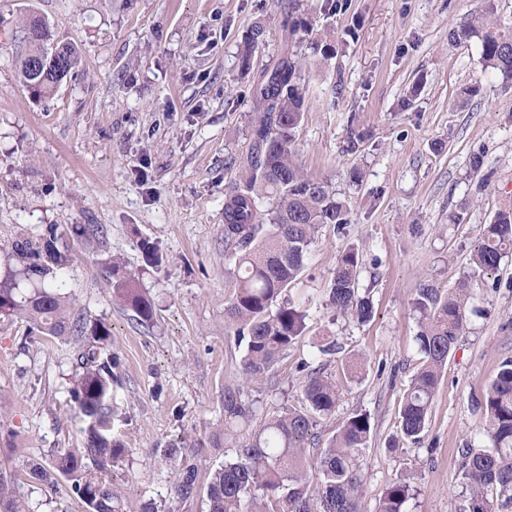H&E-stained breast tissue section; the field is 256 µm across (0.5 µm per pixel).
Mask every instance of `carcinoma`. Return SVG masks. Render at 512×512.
<instances>
[{
    "mask_svg": "<svg viewBox=\"0 0 512 512\" xmlns=\"http://www.w3.org/2000/svg\"><path fill=\"white\" fill-rule=\"evenodd\" d=\"M33 26L38 35L26 41L27 55L42 53L53 43L48 25L30 18L20 35ZM281 26L291 36L307 31L290 9L283 13ZM450 37L455 42L478 39L485 66L512 78V35L499 30L494 4ZM262 42L263 29L256 25L244 37L243 66H249ZM306 92L302 64L286 47L273 66L256 77L249 150L238 160L239 181L225 193L224 256L233 292L224 306V319L238 338L246 340L242 384L224 389V429L229 435L254 416V401L247 392L268 378L288 346L306 332V315L286 298V291L303 272L319 230L325 226L340 231L350 223L346 201L327 182L307 176L298 161L295 132L303 118ZM511 249L512 210H501L470 256L472 274L497 270ZM12 257L18 267L0 278V316L25 318L47 336H69L76 346L69 396L74 418L85 423L81 447L51 454L33 464L27 476L36 485L60 488L77 498L85 512H121L122 494L107 479L122 452L108 435L114 380L109 325L101 320L92 323L71 311L62 278L72 261L71 247L57 225L21 236L12 244ZM360 268L361 253L352 245L333 272L328 302L335 312L366 322L373 307L358 294ZM112 277L113 293L130 303L141 322L151 321L152 304L139 293L134 276L114 264ZM469 288L464 279L441 296L425 286L414 299L423 361L398 415L402 438L413 444L427 430L434 394L464 331ZM303 399L301 407L284 408L235 449L234 457L210 472L203 488L197 482L198 455L169 449L166 456L178 461L176 498L186 503L202 492L206 512H361V457L371 434L369 414H352L329 438L316 458L312 482L304 443L315 419L335 410L340 390L316 368L308 376ZM481 405L492 447L461 449L468 512H494L489 497L493 491L512 504V358L501 363ZM18 480V474L0 469V508L5 512H30L29 504L16 496ZM411 496V478L402 476L386 488L376 512H404Z\"/></svg>",
    "mask_w": 512,
    "mask_h": 512,
    "instance_id": "1",
    "label": "carcinoma"
}]
</instances>
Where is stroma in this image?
<instances>
[{"mask_svg":"<svg viewBox=\"0 0 512 512\" xmlns=\"http://www.w3.org/2000/svg\"><path fill=\"white\" fill-rule=\"evenodd\" d=\"M283 0H0V267L12 242L46 224H95L91 246L73 239L65 273L72 308L109 325L113 372L110 434L123 453L109 478L127 512H202L178 502V471L164 451L202 449L203 469L239 444L224 437V390L240 381L245 343L224 325L232 290L225 276L224 196L245 154L255 111L252 81L283 45ZM312 28L297 43L309 85L295 135L312 178L331 183L350 210L342 232L323 228L288 291L307 331L251 397L259 428L298 405L312 368L342 386L333 414L305 442L316 457L342 422L371 417L362 458V512H376L385 487L410 472L417 488L406 512H465L460 448L488 447L478 401L512 358V255L474 278L467 326L433 397L419 444L398 431L400 401L421 363L418 288L447 293L496 213L512 209V79L485 70L477 41L448 33L495 4L512 33V0H291ZM57 43L76 44L80 65L52 92L20 82L14 41L30 13ZM265 29L250 68L239 49L254 24ZM331 30L323 59L313 34ZM479 94L458 98L463 85ZM365 133L345 152L351 131ZM484 167L473 174L472 152ZM361 172L353 182V172ZM461 223H450L453 214ZM162 257L149 266L141 242ZM362 253L358 289L374 316L360 323L327 304L344 249ZM120 262L152 300L151 323L113 297L109 265ZM336 342L339 353L320 355ZM360 357L348 380L343 363ZM67 341L42 338L23 319L0 321V467L19 469L81 445L68 395ZM16 494L32 512H84L64 492L30 482Z\"/></svg>","mask_w":512,"mask_h":512,"instance_id":"obj_1","label":"stroma"}]
</instances>
